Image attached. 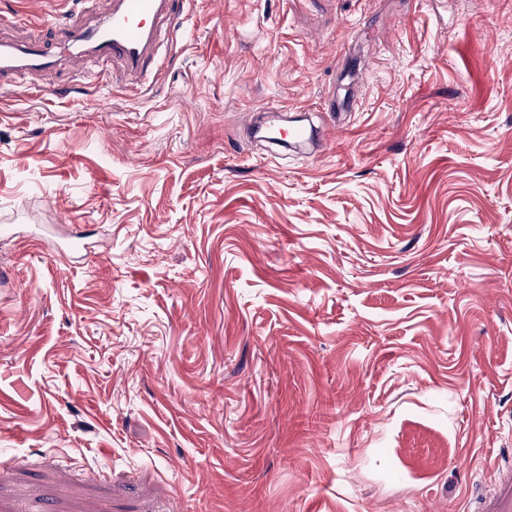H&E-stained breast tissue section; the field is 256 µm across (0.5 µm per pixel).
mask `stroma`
<instances>
[{"instance_id": "stroma-1", "label": "stroma", "mask_w": 512, "mask_h": 512, "mask_svg": "<svg viewBox=\"0 0 512 512\" xmlns=\"http://www.w3.org/2000/svg\"><path fill=\"white\" fill-rule=\"evenodd\" d=\"M163 56L0 95V512H512V0H186ZM319 142V131L311 125L307 126L305 123H298L288 130L289 147H292L296 143H300L297 148L301 149L307 146H315Z\"/></svg>"}]
</instances>
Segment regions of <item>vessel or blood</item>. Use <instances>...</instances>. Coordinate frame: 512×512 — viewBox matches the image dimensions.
I'll return each instance as SVG.
<instances>
[{
	"label": "vessel or blood",
	"instance_id": "b4317fda",
	"mask_svg": "<svg viewBox=\"0 0 512 512\" xmlns=\"http://www.w3.org/2000/svg\"><path fill=\"white\" fill-rule=\"evenodd\" d=\"M78 22L60 27V37L45 33L26 41L0 40V76L62 66L83 72L87 59L121 61L134 74H159L160 48L175 27V0H112V11L95 19L96 0H77Z\"/></svg>",
	"mask_w": 512,
	"mask_h": 512
}]
</instances>
